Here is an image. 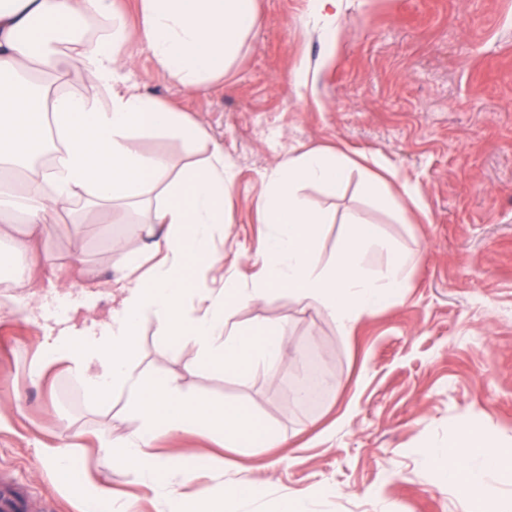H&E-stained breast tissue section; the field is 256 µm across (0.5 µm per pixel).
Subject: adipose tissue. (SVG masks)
Masks as SVG:
<instances>
[{
	"mask_svg": "<svg viewBox=\"0 0 512 512\" xmlns=\"http://www.w3.org/2000/svg\"><path fill=\"white\" fill-rule=\"evenodd\" d=\"M137 23L129 25L116 0H0V239L25 258L10 280L29 289L14 297L11 312L29 320L59 307L58 296L32 292L34 267L55 266L43 241L49 213L71 211L76 203L103 210L135 209L159 235L143 255H123L117 285L118 306L106 320L85 327L72 315L57 319L42 336L37 372L62 364L89 399L120 393L137 420L120 443L103 451L111 463L134 470L142 484L168 506V512H232L252 486H230L222 493H183L210 461L194 465L160 458L153 450L163 433L206 429L236 448L255 438L276 446L280 438L246 408L215 404L184 394L167 376H146L133 362L140 326L153 319L163 341L193 344L199 365L248 377L260 370L276 377L287 339L264 322L253 329L230 321L232 309L258 304L285 290L305 307L333 318L350 334L360 318L395 299L414 259L372 225L350 219L335 257L322 261L316 240L331 218L307 205L302 191L318 185L338 192L348 170L343 154L324 148L280 156L266 176V190L255 205L266 234L254 259L250 281L235 275L217 287H203L218 263L214 243L226 223L224 196L234 173L224 148L214 145L202 166L175 170L162 153L136 145L146 132L193 144L203 130L182 112L125 87L119 55L137 41L158 71L191 91L207 88L237 59L248 36L263 23L256 0H136ZM106 30L87 38L90 19ZM87 76L82 93L64 91L70 59ZM108 90L102 103L99 90ZM21 222L24 232L9 234ZM380 252L383 264L367 268L362 256ZM425 461L441 488H464V512H512V496L484 488L486 474L512 484V443L476 426L465 427L447 445L424 448Z\"/></svg>",
	"mask_w": 512,
	"mask_h": 512,
	"instance_id": "1",
	"label": "adipose tissue"
}]
</instances>
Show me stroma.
<instances>
[{
    "mask_svg": "<svg viewBox=\"0 0 512 512\" xmlns=\"http://www.w3.org/2000/svg\"><path fill=\"white\" fill-rule=\"evenodd\" d=\"M262 25L236 62L206 90L192 92L162 76L136 43L122 73L203 128L192 147L146 133L144 151L169 155L176 167L198 163L208 142L224 145L234 182L224 201L228 219L216 238L223 256L208 280L250 279L265 231L255 212L266 180L289 149H341L379 161L392 188L416 186L419 203L381 207L351 170L338 193L318 186L304 194L329 212L317 240L330 260L349 214L420 260L392 303L365 315L351 335L332 318L303 308L288 292L238 311L283 328L288 355L276 380L196 363L192 346L161 351L153 320L141 326L135 366L165 374L188 395L249 409L282 442L225 447L203 432L161 436L164 458L213 460L186 492L217 494L239 481L260 488L240 512H277L280 499L308 496L312 512H371L380 493L393 512H463L462 497L437 489L421 451L480 424L512 438V0H349L338 33L307 25L308 0H258ZM307 83L296 87L295 70ZM106 214L75 224L64 214L43 237L69 280L50 270L39 287H85L89 318L111 307L108 282L118 274L111 241L142 246L138 235ZM42 329L0 306V476L24 486L45 512H80L81 497L43 461L41 450L63 441L77 449L78 469L111 485L136 512L163 505L134 471L110 465L96 449L119 440L137 421L125 400L89 401L61 366L29 376Z\"/></svg>",
    "mask_w": 512,
    "mask_h": 512,
    "instance_id": "obj_1",
    "label": "stroma"
}]
</instances>
